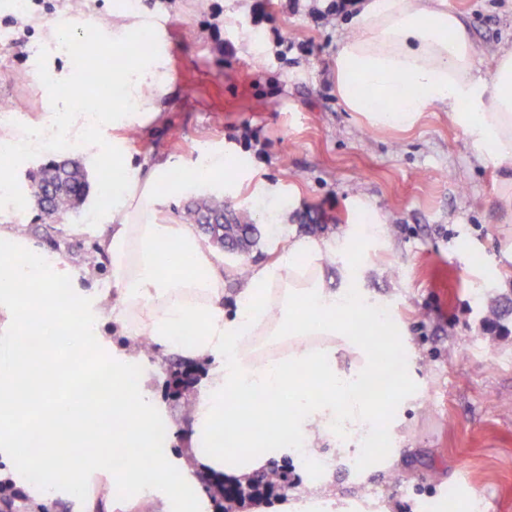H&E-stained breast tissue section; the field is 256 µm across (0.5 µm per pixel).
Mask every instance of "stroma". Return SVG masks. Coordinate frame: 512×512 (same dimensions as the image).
Masks as SVG:
<instances>
[{"label":"stroma","mask_w":512,"mask_h":512,"mask_svg":"<svg viewBox=\"0 0 512 512\" xmlns=\"http://www.w3.org/2000/svg\"><path fill=\"white\" fill-rule=\"evenodd\" d=\"M138 0L161 25L160 42H135L149 56L165 46L170 81L160 94L164 118L118 128L110 136L130 166L144 157L174 163L173 178L198 168L201 154L223 153L230 172L219 185H197L169 198L164 224L186 223V208L208 197L224 201L228 218L247 216L259 230L246 256L224 255V306L235 308L239 260L275 261L302 237L338 241L325 268L327 287L345 286L346 268L369 303L405 331L393 346L400 383L414 398L386 413L395 430L390 448L373 461L337 455L333 442L314 459L295 452L270 459L287 470L283 512H434L454 496L457 512H512V219L498 203L504 169L482 159L470 136L445 110L424 113L407 130L371 126L348 111L336 90L334 61L353 35L360 0L334 19L318 20L280 0ZM465 23L476 74L489 76L494 54L512 47V0H445ZM72 0H27L18 18L0 0V101L20 121L47 113V65L76 67L84 47L48 56L37 24L72 17ZM294 48L281 55L279 38ZM21 228L65 261L88 270L87 285L104 300L115 290L108 259L94 233L67 234L31 206ZM163 405L164 453L190 459L183 400L167 387L170 374L202 365L156 348L142 358ZM112 451L86 479V494L51 491L24 475L17 487L32 512H90L91 499L111 512H160L136 486L112 494Z\"/></svg>","instance_id":"stroma-1"}]
</instances>
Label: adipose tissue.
Returning <instances> with one entry per match:
<instances>
[{
	"label": "adipose tissue",
	"instance_id": "1",
	"mask_svg": "<svg viewBox=\"0 0 512 512\" xmlns=\"http://www.w3.org/2000/svg\"><path fill=\"white\" fill-rule=\"evenodd\" d=\"M355 21L358 33L342 42L335 59L348 111L376 127L407 129L429 108H447L485 159L512 168V48L498 53L485 79L473 72L464 22L432 0H370ZM166 79L162 54L127 60L112 70L122 98L96 109L66 95L80 84L78 73L53 69L48 80L61 93L49 101L51 121L20 124L6 115L0 128L20 145L19 159L63 143L83 149L95 171L122 159L106 147L110 130L158 119L156 96ZM171 169L170 161L144 160L113 184L111 208L97 215L118 294L107 310L55 252L18 232L30 199L17 192L12 163L0 164V457L18 456L31 434L43 433L48 450L28 464L50 489L81 495L83 474L96 469L99 449L110 445L128 457L118 481L151 480L168 503L195 482L196 471L218 484L261 471L273 456L313 454L326 435L349 455L353 438L365 434L382 406L410 395L405 387L367 393L380 353L346 320L370 310L357 289L326 287L330 242L295 240L277 261L250 271L235 309L225 311L223 263L201 250L194 225L158 221L168 196L186 185L223 182L224 158L210 156L178 183L170 182ZM107 323L188 358H212L208 389L192 416L191 466L154 456L161 407L139 357L109 349L101 331ZM29 332L39 341L22 346ZM105 350L108 403L85 390ZM260 396L271 397L269 407H255ZM72 441L80 452L66 470L53 450Z\"/></svg>",
	"mask_w": 512,
	"mask_h": 512
}]
</instances>
